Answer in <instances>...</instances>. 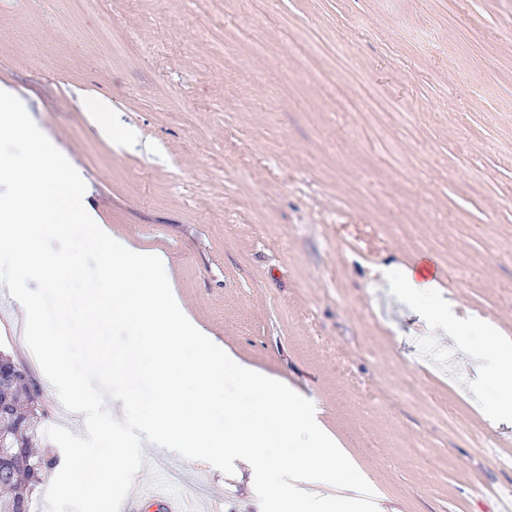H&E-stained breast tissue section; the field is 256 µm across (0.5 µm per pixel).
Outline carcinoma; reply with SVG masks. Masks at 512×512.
I'll return each mask as SVG.
<instances>
[{
	"label": "carcinoma",
	"mask_w": 512,
	"mask_h": 512,
	"mask_svg": "<svg viewBox=\"0 0 512 512\" xmlns=\"http://www.w3.org/2000/svg\"><path fill=\"white\" fill-rule=\"evenodd\" d=\"M10 399V414L4 417L3 422L16 429V450L21 452L23 459L11 466L0 467V490L5 493V497L0 498V512H30V492L42 469L47 467L46 460L34 455L31 448L38 411L28 395L24 380L14 383Z\"/></svg>",
	"instance_id": "cac0c4a2"
}]
</instances>
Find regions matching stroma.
<instances>
[{"mask_svg": "<svg viewBox=\"0 0 512 512\" xmlns=\"http://www.w3.org/2000/svg\"><path fill=\"white\" fill-rule=\"evenodd\" d=\"M0 84L112 233L167 257L232 359L313 403L389 512H497L512 413L380 271L432 267L458 316L512 337V0H0ZM363 84L381 111L350 105ZM24 324L0 292V350L46 428L61 402ZM137 477L261 512L246 472L161 453ZM84 109L91 112L93 120L105 130H112L109 104L99 98L87 97L84 100Z\"/></svg>", "mask_w": 512, "mask_h": 512, "instance_id": "35a3bbf8", "label": "stroma"}]
</instances>
